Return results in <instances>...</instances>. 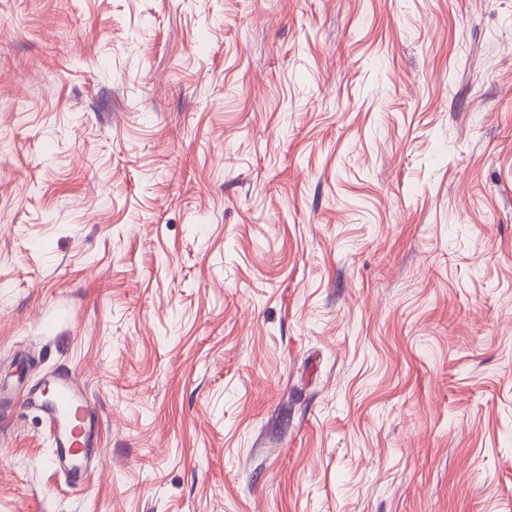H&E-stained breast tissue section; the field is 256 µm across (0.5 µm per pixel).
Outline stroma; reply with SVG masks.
I'll return each mask as SVG.
<instances>
[{"label": "stroma", "instance_id": "1", "mask_svg": "<svg viewBox=\"0 0 512 512\" xmlns=\"http://www.w3.org/2000/svg\"><path fill=\"white\" fill-rule=\"evenodd\" d=\"M0 512H512V0H0ZM52 383L53 399L48 400L42 395L38 403L54 434L58 448L56 461L62 458L79 461L86 451L79 456H74L72 451L78 452L88 446V425L98 417L97 407L88 400L83 387L72 375L57 377Z\"/></svg>", "mask_w": 512, "mask_h": 512}]
</instances>
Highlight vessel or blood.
I'll return each instance as SVG.
<instances>
[{"instance_id":"obj_1","label":"vessel or blood","mask_w":512,"mask_h":512,"mask_svg":"<svg viewBox=\"0 0 512 512\" xmlns=\"http://www.w3.org/2000/svg\"><path fill=\"white\" fill-rule=\"evenodd\" d=\"M53 399H40L39 405L46 415L58 448V458L71 457L73 452L88 442V427L98 416L75 377L67 375L55 378Z\"/></svg>"}]
</instances>
